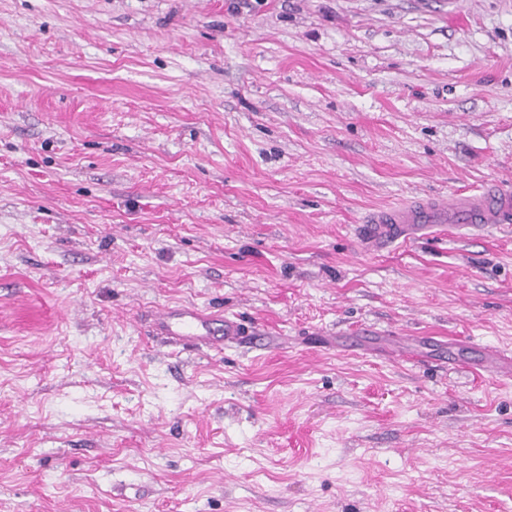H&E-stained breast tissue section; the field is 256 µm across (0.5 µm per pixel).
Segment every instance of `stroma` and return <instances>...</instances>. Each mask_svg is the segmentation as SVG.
I'll list each match as a JSON object with an SVG mask.
<instances>
[{"label": "stroma", "mask_w": 512, "mask_h": 512, "mask_svg": "<svg viewBox=\"0 0 512 512\" xmlns=\"http://www.w3.org/2000/svg\"><path fill=\"white\" fill-rule=\"evenodd\" d=\"M498 181L512 0H0V512H512ZM458 224L460 229H479L487 224H512V189L493 183L477 194H453L446 199H417L369 216L362 236L385 244L402 232L429 224ZM415 225L413 227H406ZM152 329L155 336H169L191 347L218 348L225 342L246 338L257 342L260 336L249 331L238 319L205 314L196 305L188 303L168 305L155 314Z\"/></svg>", "instance_id": "obj_1"}]
</instances>
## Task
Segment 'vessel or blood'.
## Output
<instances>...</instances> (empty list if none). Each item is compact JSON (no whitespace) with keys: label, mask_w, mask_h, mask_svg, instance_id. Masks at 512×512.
I'll use <instances>...</instances> for the list:
<instances>
[{"label":"vessel or blood","mask_w":512,"mask_h":512,"mask_svg":"<svg viewBox=\"0 0 512 512\" xmlns=\"http://www.w3.org/2000/svg\"><path fill=\"white\" fill-rule=\"evenodd\" d=\"M455 224L464 230L490 224H512V187L494 183L477 194H454L445 199H417L369 216L363 237L385 244L401 237L407 226ZM155 335L168 336L196 347L218 348L229 341L256 339V332L238 319L203 313L196 305L178 303L154 315Z\"/></svg>","instance_id":"1"}]
</instances>
